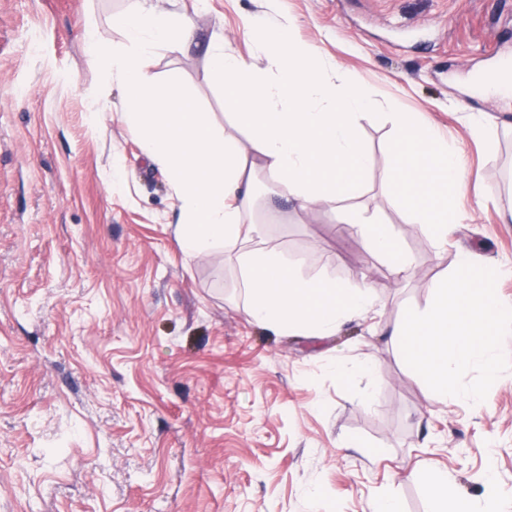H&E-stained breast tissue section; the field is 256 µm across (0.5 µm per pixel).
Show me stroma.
I'll use <instances>...</instances> for the list:
<instances>
[{"label": "stroma", "instance_id": "35a3bbf8", "mask_svg": "<svg viewBox=\"0 0 512 512\" xmlns=\"http://www.w3.org/2000/svg\"><path fill=\"white\" fill-rule=\"evenodd\" d=\"M155 2L192 15L196 33L189 48L158 50L159 83L178 76L248 164L260 155L207 57L215 39L249 56L246 19L290 21L294 40L377 100L383 119L358 121L371 159L362 193L304 209L274 198L256 240L308 278L365 274L377 313L327 339L254 324L235 253L178 247L168 177L128 131L123 89L91 99L100 78L85 29L121 42L112 19L133 0H0V512H371L386 493L427 512L410 474L423 459L478 510L486 466L512 490V367L475 411L436 396L386 334L463 250L512 299V98L458 84L512 57V0ZM403 113L453 140L467 172L462 220L441 247L385 179ZM484 121L493 143L472 135ZM348 209L396 235L408 279L349 233ZM337 358L376 374L339 379Z\"/></svg>", "mask_w": 512, "mask_h": 512}]
</instances>
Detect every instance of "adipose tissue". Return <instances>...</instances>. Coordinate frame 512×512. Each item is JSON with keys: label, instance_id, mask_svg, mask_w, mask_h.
Returning <instances> with one entry per match:
<instances>
[{"label": "adipose tissue", "instance_id": "adipose-tissue-1", "mask_svg": "<svg viewBox=\"0 0 512 512\" xmlns=\"http://www.w3.org/2000/svg\"><path fill=\"white\" fill-rule=\"evenodd\" d=\"M113 25L123 30L124 43L117 46L98 31H88L89 61L103 84L123 87L125 122L146 156L169 175L179 209L175 240L181 251L198 257L240 250L248 314L272 332L326 338L345 322L366 318L375 302L364 277L308 279L277 249L252 247L260 231L248 220L257 175L247 172L237 143L213 124L208 112L184 94L159 88L151 58L159 47L178 49L194 42L191 17L176 19L148 0H135L130 10L114 16ZM287 31L283 24L247 23L245 32L255 43L250 59L225 52L223 43L210 45L224 99L234 108L238 125L253 137L263 159L261 174L284 195L304 208L355 198L370 166L357 122L376 103L356 77L343 74L331 80L332 63L316 47L291 41ZM263 57L272 68L259 66ZM389 163L398 205L437 243L447 242L465 184L455 145L431 124L404 116ZM345 222L393 274L410 273V256L374 216L352 210ZM420 468L429 512H474L436 462L423 461Z\"/></svg>", "mask_w": 512, "mask_h": 512}]
</instances>
